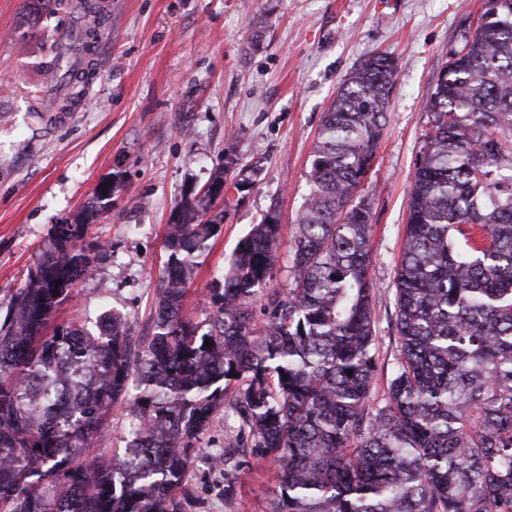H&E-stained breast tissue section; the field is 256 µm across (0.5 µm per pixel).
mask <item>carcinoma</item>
I'll use <instances>...</instances> for the list:
<instances>
[{
	"label": "carcinoma",
	"instance_id": "obj_1",
	"mask_svg": "<svg viewBox=\"0 0 512 512\" xmlns=\"http://www.w3.org/2000/svg\"><path fill=\"white\" fill-rule=\"evenodd\" d=\"M448 53L407 202L395 276L399 354L385 403L377 371L372 207L353 194L374 160L398 70L375 55L323 112L308 191L275 277L280 225L266 211L213 282V312L184 313L199 258L224 223L209 192L167 224L152 334L127 317L56 321L106 254L89 239L121 179L56 224L26 282L0 302V512H183L178 490L215 413L279 472L271 512H512V0H483ZM76 35L89 49L105 23ZM64 72L84 95L83 61ZM210 183L239 189L250 177ZM212 345L205 346V340ZM236 376H230V373ZM123 411L122 454L84 453Z\"/></svg>",
	"mask_w": 512,
	"mask_h": 512
}]
</instances>
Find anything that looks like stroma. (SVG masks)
<instances>
[{"mask_svg": "<svg viewBox=\"0 0 512 512\" xmlns=\"http://www.w3.org/2000/svg\"><path fill=\"white\" fill-rule=\"evenodd\" d=\"M111 2L94 77L62 112L60 88L43 66L70 17L55 0H0V299L24 284L51 227L72 220L118 174L122 189L89 230L107 255L57 318L93 320L107 306L127 314L132 337L150 335L166 226L229 159L234 169L254 168L255 184L230 196L190 286L187 312L204 321L214 279L273 207L279 255L287 257L323 113L355 67L388 53L398 72L386 131L359 190L373 215V397L383 402L398 347L394 276L427 105L481 0ZM226 434L216 416L201 442L205 452L225 453L228 467L194 461L182 482L184 512H270L274 460L225 448Z\"/></svg>", "mask_w": 512, "mask_h": 512, "instance_id": "stroma-1", "label": "stroma"}]
</instances>
